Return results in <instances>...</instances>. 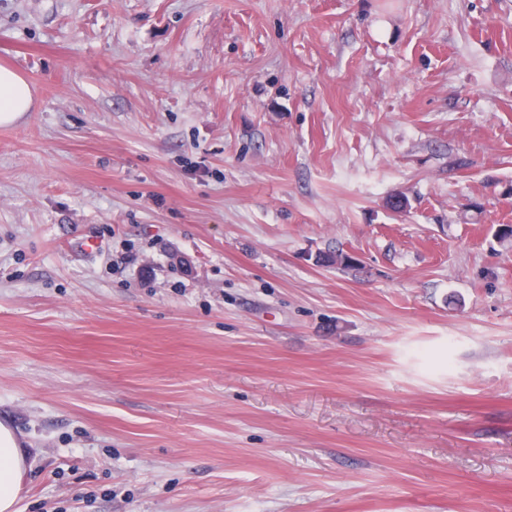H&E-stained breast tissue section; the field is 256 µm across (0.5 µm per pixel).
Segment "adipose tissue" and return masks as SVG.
<instances>
[{
    "label": "adipose tissue",
    "instance_id": "adipose-tissue-1",
    "mask_svg": "<svg viewBox=\"0 0 512 512\" xmlns=\"http://www.w3.org/2000/svg\"><path fill=\"white\" fill-rule=\"evenodd\" d=\"M34 104L32 90L16 70L0 66V125H11ZM39 451L23 447L14 429L0 422V512H19L18 498Z\"/></svg>",
    "mask_w": 512,
    "mask_h": 512
}]
</instances>
